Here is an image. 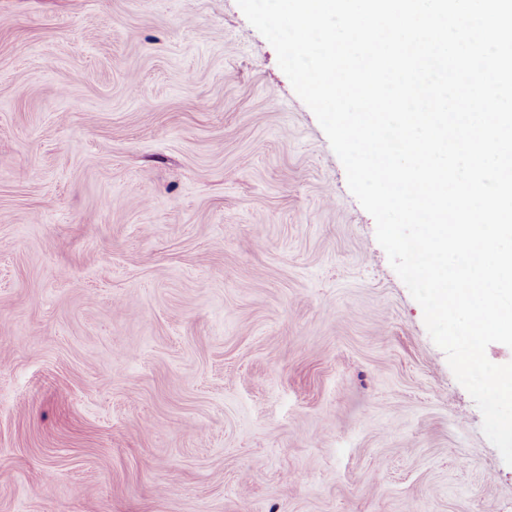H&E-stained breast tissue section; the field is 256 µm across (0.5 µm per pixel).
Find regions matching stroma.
<instances>
[{
  "mask_svg": "<svg viewBox=\"0 0 512 512\" xmlns=\"http://www.w3.org/2000/svg\"><path fill=\"white\" fill-rule=\"evenodd\" d=\"M0 512H512L237 0H0Z\"/></svg>",
  "mask_w": 512,
  "mask_h": 512,
  "instance_id": "stroma-1",
  "label": "stroma"
}]
</instances>
